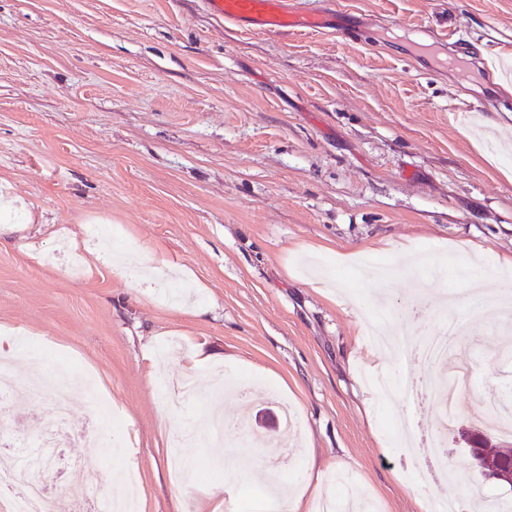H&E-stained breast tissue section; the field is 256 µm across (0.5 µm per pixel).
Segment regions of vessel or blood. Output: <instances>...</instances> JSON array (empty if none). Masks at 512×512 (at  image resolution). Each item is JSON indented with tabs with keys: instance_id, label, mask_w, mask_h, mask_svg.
Returning a JSON list of instances; mask_svg holds the SVG:
<instances>
[{
	"instance_id": "b4317fda",
	"label": "vessel or blood",
	"mask_w": 512,
	"mask_h": 512,
	"mask_svg": "<svg viewBox=\"0 0 512 512\" xmlns=\"http://www.w3.org/2000/svg\"><path fill=\"white\" fill-rule=\"evenodd\" d=\"M212 15L225 22H246L266 31L291 32L333 29L347 33L345 10L327 12L307 7H291L289 0H203Z\"/></svg>"
}]
</instances>
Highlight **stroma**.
Segmentation results:
<instances>
[{
	"label": "stroma",
	"instance_id": "stroma-1",
	"mask_svg": "<svg viewBox=\"0 0 512 512\" xmlns=\"http://www.w3.org/2000/svg\"><path fill=\"white\" fill-rule=\"evenodd\" d=\"M366 18L333 30L250 32L200 0H0V196L34 214L0 237V337L46 346L90 376L119 424L89 446L91 396L69 401L47 452L56 492L126 472L136 512H259L269 471L289 491L351 475L378 512H429V475L389 432L439 423L404 382V350L373 348L361 319L406 323L414 301L465 293L478 263L512 282V0H335ZM474 53L447 64L456 39ZM119 243L65 250L89 222ZM140 254L159 274L114 268ZM463 377L445 437L463 512L512 488L473 466L462 436L506 391L512 330L452 305ZM214 355L211 363L200 353ZM385 375V403L371 377ZM245 382L246 393L217 381ZM297 416L284 432L282 407ZM245 429L208 441L213 419ZM255 480L232 472L249 457Z\"/></svg>",
	"mask_w": 512,
	"mask_h": 512
}]
</instances>
